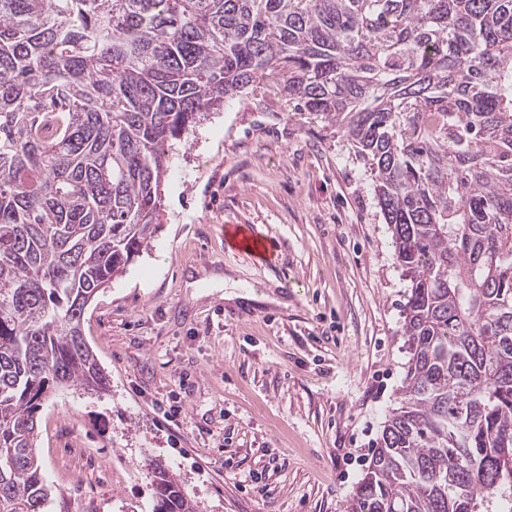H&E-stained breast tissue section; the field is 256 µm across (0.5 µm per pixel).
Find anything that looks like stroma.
I'll use <instances>...</instances> for the list:
<instances>
[{"instance_id":"1","label":"stroma","mask_w":512,"mask_h":512,"mask_svg":"<svg viewBox=\"0 0 512 512\" xmlns=\"http://www.w3.org/2000/svg\"><path fill=\"white\" fill-rule=\"evenodd\" d=\"M160 228L85 309L105 393L37 414L49 512H151L162 462L196 512H346L399 405L410 281L341 132L274 84L172 141ZM277 241L257 266L224 227Z\"/></svg>"}]
</instances>
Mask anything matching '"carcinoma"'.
I'll use <instances>...</instances> for the list:
<instances>
[{
	"instance_id": "cac0c4a2",
	"label": "carcinoma",
	"mask_w": 512,
	"mask_h": 512,
	"mask_svg": "<svg viewBox=\"0 0 512 512\" xmlns=\"http://www.w3.org/2000/svg\"><path fill=\"white\" fill-rule=\"evenodd\" d=\"M271 79L368 165L411 282L347 512H512V0H0V512L52 497L43 397L109 387L84 310L154 236L169 142Z\"/></svg>"
}]
</instances>
